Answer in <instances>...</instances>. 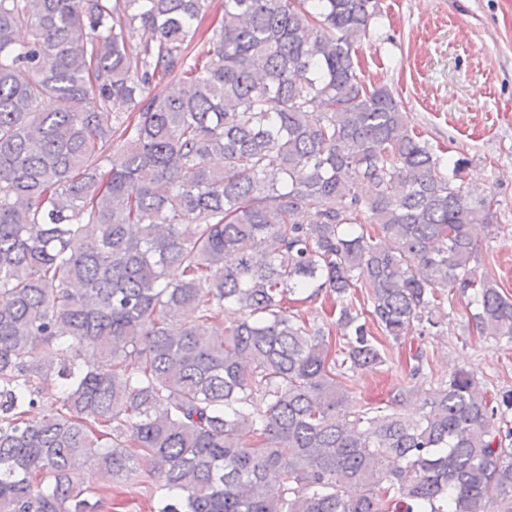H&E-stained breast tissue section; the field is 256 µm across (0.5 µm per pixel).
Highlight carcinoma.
Segmentation results:
<instances>
[{"label":"carcinoma","mask_w":512,"mask_h":512,"mask_svg":"<svg viewBox=\"0 0 512 512\" xmlns=\"http://www.w3.org/2000/svg\"><path fill=\"white\" fill-rule=\"evenodd\" d=\"M211 7L0 0V512H92L91 465L161 512H512V399L462 368L423 387L419 345L358 396L452 294L512 342L493 190L357 74L380 0ZM389 357L393 362V369L389 373L365 374L359 380L362 395L368 401L380 402L386 400L392 388L402 379L405 364V347L393 345L388 347Z\"/></svg>","instance_id":"obj_1"}]
</instances>
